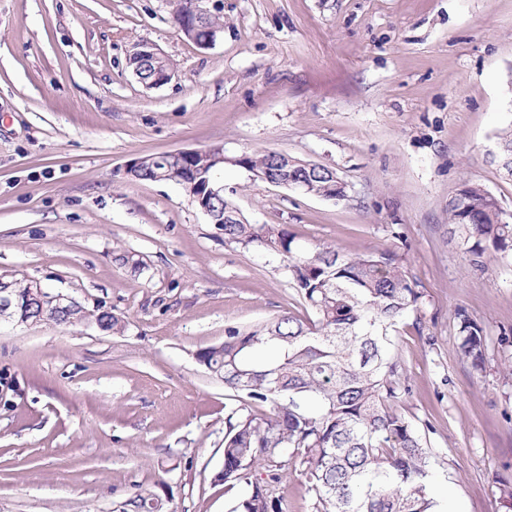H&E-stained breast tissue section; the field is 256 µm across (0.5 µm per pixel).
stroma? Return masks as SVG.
<instances>
[{
    "instance_id": "obj_1",
    "label": "stroma",
    "mask_w": 512,
    "mask_h": 512,
    "mask_svg": "<svg viewBox=\"0 0 512 512\" xmlns=\"http://www.w3.org/2000/svg\"><path fill=\"white\" fill-rule=\"evenodd\" d=\"M208 7L224 31L202 49L170 0H0V273L124 324L0 323V512H113L140 486L170 512L240 497L216 478L233 402L196 354L303 308L281 255L225 243L180 186L125 171L213 147L250 223L398 256L421 292L398 326L400 410L432 425V493L451 512H512V253L469 270L448 231L466 180L512 211L490 162L512 126V0ZM142 43L172 61L169 83L134 76ZM264 151L332 169L347 199L254 183L237 160ZM461 312L484 329V372L458 355ZM197 153H205L209 156H216L215 159L217 161V164L222 163V168H224L223 148H210L204 151L200 149H183L165 152L162 153L161 155H148L150 157L134 159L131 163L127 165V173L132 177H136L137 173L139 172V169L144 165L146 160H150V163H152V165L154 166H156V160H162L165 161L164 164L166 165L167 168L166 171L157 172L153 179L152 168L145 167L140 175V181H152L153 179L156 182H169L170 180H172V173L169 172V166L174 165L177 167V169L180 170L181 167L185 166L187 162L190 160V156H193Z\"/></svg>"
}]
</instances>
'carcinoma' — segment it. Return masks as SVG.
<instances>
[{
  "label": "carcinoma",
  "mask_w": 512,
  "mask_h": 512,
  "mask_svg": "<svg viewBox=\"0 0 512 512\" xmlns=\"http://www.w3.org/2000/svg\"><path fill=\"white\" fill-rule=\"evenodd\" d=\"M492 162L512 180V127L497 135ZM237 164L254 181L279 169L276 152L243 154ZM307 194L343 200L346 185L296 160L288 168ZM448 224L468 262L485 268L512 252V215L483 185L465 181L448 200ZM224 241L265 246L287 261L307 315L285 313L253 328L231 327L224 342L197 352L236 406L225 417L221 478L243 493L233 512H287L279 485L304 475L316 512H437L426 433L399 411L406 390L395 352L400 322L417 310V283L391 252L346 256L333 247L311 255L274 225L220 224ZM458 319V352L484 371V330ZM269 348L275 356L262 358ZM168 499L137 488L115 512H167Z\"/></svg>",
  "instance_id": "carcinoma-1"
}]
</instances>
